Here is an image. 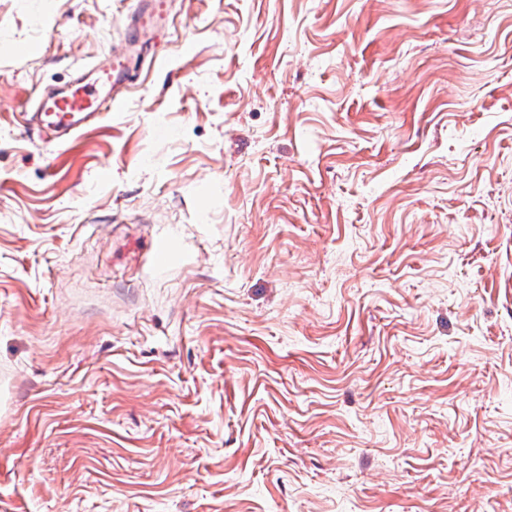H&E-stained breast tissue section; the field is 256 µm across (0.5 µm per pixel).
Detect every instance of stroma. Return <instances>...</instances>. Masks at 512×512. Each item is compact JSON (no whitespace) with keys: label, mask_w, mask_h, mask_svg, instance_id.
I'll use <instances>...</instances> for the list:
<instances>
[{"label":"stroma","mask_w":512,"mask_h":512,"mask_svg":"<svg viewBox=\"0 0 512 512\" xmlns=\"http://www.w3.org/2000/svg\"><path fill=\"white\" fill-rule=\"evenodd\" d=\"M0 0V512H512V0ZM139 3L143 5V9L138 19L143 26L156 27L167 20L169 0H148ZM144 61L143 58L133 62L123 52L111 55L108 66L91 68L89 78L82 75L63 91L41 98L36 112L28 116L27 126L55 132L53 140L73 139L92 119L101 116L103 107L110 108L120 102L112 91L130 81L132 72Z\"/></svg>","instance_id":"1"}]
</instances>
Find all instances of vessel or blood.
I'll use <instances>...</instances> for the list:
<instances>
[{
    "label": "vessel or blood",
    "instance_id": "obj_1",
    "mask_svg": "<svg viewBox=\"0 0 512 512\" xmlns=\"http://www.w3.org/2000/svg\"><path fill=\"white\" fill-rule=\"evenodd\" d=\"M169 0H145L138 16L145 26L163 24L169 15ZM137 64L126 53L111 55L108 66L91 69L89 77H78L63 91L41 98L29 125L55 132L57 138L73 139L104 108L117 104L113 91L128 82Z\"/></svg>",
    "mask_w": 512,
    "mask_h": 512
}]
</instances>
